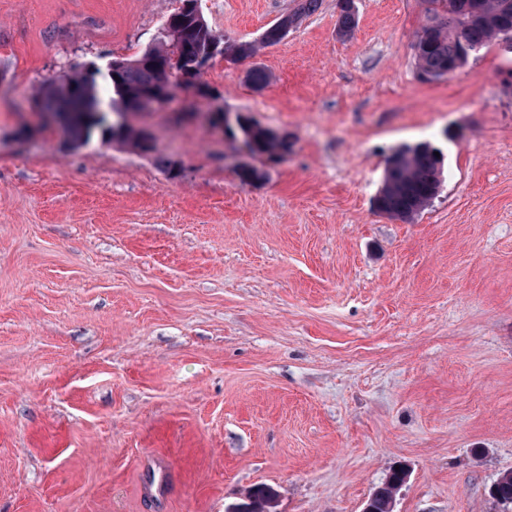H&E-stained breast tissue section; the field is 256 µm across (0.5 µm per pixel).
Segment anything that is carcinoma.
Listing matches in <instances>:
<instances>
[{"instance_id":"carcinoma-1","label":"carcinoma","mask_w":512,"mask_h":512,"mask_svg":"<svg viewBox=\"0 0 512 512\" xmlns=\"http://www.w3.org/2000/svg\"><path fill=\"white\" fill-rule=\"evenodd\" d=\"M181 6L169 17L175 20L172 33L154 38L135 56L120 62L117 78L98 83L82 66L74 67L59 79L43 86L40 108L50 113L69 111L75 114L70 136L77 146L93 137L109 142L128 143L141 152L151 148L142 143L141 130L122 122L126 112H145L161 106L150 93L165 88L188 91L196 88L191 71L172 72L169 62L177 57L186 60L206 52L213 45L223 47L222 58L243 63L255 58L262 49L283 40L282 23L269 26L259 40H236L213 29L208 21L200 20L178 0ZM321 0H294L286 14L288 24L300 22L314 14ZM425 21L412 45L417 74L434 81L448 74L454 66L466 64L463 46L480 48L498 40L500 28L512 26V0H424ZM339 16L337 34L351 36L356 28V15L337 4ZM235 124L250 141L251 155L256 158L275 156V151H288V135L269 137V129L242 115ZM428 142L404 146L388 159L384 187L375 200L376 209L401 221H412L440 193L443 158ZM493 499L504 505L512 504V473L499 477L489 489Z\"/></svg>"}]
</instances>
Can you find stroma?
I'll return each instance as SVG.
<instances>
[{
	"label": "stroma",
	"instance_id": "obj_1",
	"mask_svg": "<svg viewBox=\"0 0 512 512\" xmlns=\"http://www.w3.org/2000/svg\"><path fill=\"white\" fill-rule=\"evenodd\" d=\"M177 0H0V512H502L512 472V53L417 77L423 0H336L202 99L131 115L143 153L74 149L37 117L76 64L143 49ZM292 0H200L255 40ZM220 108L287 133L263 180ZM428 142L442 188L376 212L388 158ZM178 471L142 497L146 458Z\"/></svg>",
	"mask_w": 512,
	"mask_h": 512
}]
</instances>
